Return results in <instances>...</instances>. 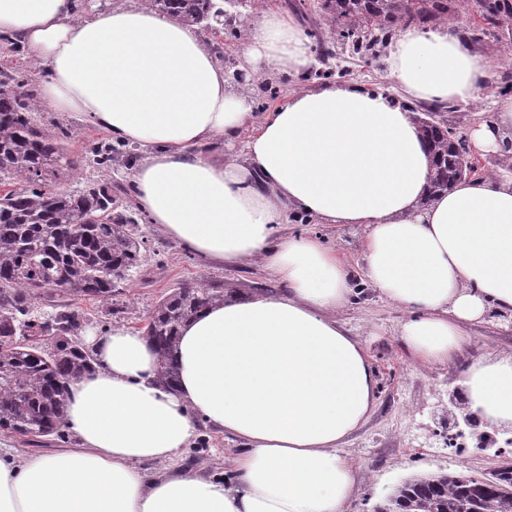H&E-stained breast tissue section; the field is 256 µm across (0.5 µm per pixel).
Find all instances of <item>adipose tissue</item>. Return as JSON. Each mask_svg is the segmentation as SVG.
<instances>
[{
    "instance_id": "ef3b65f1",
    "label": "adipose tissue",
    "mask_w": 512,
    "mask_h": 512,
    "mask_svg": "<svg viewBox=\"0 0 512 512\" xmlns=\"http://www.w3.org/2000/svg\"><path fill=\"white\" fill-rule=\"evenodd\" d=\"M241 65L306 72L309 39L258 7ZM10 34L47 77L38 105L137 146V208L208 262L261 261L284 287L229 299L184 323L178 381L155 382L158 354L122 326L90 337L94 369L71 385L77 445L17 465L0 455V512H350L360 467L342 445L374 406L375 370L336 319L354 269L310 236L284 234L287 209L364 232L363 275L405 318L399 336L421 363H443L490 311L512 315V177L458 183L429 197L433 151L413 112L387 95L330 85L291 93L256 119L228 88L199 34L150 0H0ZM405 98L474 102L493 76L448 26L404 28L388 51ZM253 132L244 163L202 148ZM512 135V97L472 133L479 151ZM469 409L512 426V353L462 371ZM243 443L224 481L152 478L145 464L187 448L195 416Z\"/></svg>"
}]
</instances>
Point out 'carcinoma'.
<instances>
[{
  "mask_svg": "<svg viewBox=\"0 0 512 512\" xmlns=\"http://www.w3.org/2000/svg\"><path fill=\"white\" fill-rule=\"evenodd\" d=\"M152 6L189 26L211 31L225 15L223 0H151ZM456 0H320L317 10L335 26L336 41L352 60L367 62L390 44L396 30L448 17ZM481 24L461 30L465 40L507 39L512 44V0H476ZM323 67L301 76L328 79L334 57L318 30ZM0 430L32 444L61 436L67 427L70 386L92 369V355L72 335L79 314L60 312L57 292L74 291L110 301L117 284L142 264L138 220L120 209L107 184L81 191H57L51 183L69 165L65 145L34 123L24 81L0 71ZM437 114L422 124L434 151L432 192H442L466 177L462 136L443 113L445 104H428ZM132 153L110 145L94 152L106 165ZM224 301V288L182 285L161 296L144 326L160 356L157 381L175 387L174 351L181 325L202 309ZM375 512H512V462L496 474L475 477L441 473L399 485Z\"/></svg>",
  "mask_w": 512,
  "mask_h": 512,
  "instance_id": "cac0c4a2",
  "label": "carcinoma"
}]
</instances>
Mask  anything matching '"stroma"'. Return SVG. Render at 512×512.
Returning <instances> with one entry per match:
<instances>
[{
    "instance_id": "1",
    "label": "stroma",
    "mask_w": 512,
    "mask_h": 512,
    "mask_svg": "<svg viewBox=\"0 0 512 512\" xmlns=\"http://www.w3.org/2000/svg\"><path fill=\"white\" fill-rule=\"evenodd\" d=\"M255 78V84L240 87L253 107L262 101L261 85L265 82L273 83L283 98L292 91L316 90L324 85L320 79L304 82L294 75L263 71L257 72ZM33 115L46 133H68L66 144L71 165L58 179V187L73 191L91 183H108L118 205L132 207L130 165L97 167L88 161L93 147L106 141L105 133L76 119L60 121L53 113L39 109ZM138 222V233L144 241L142 266L131 280L120 284L115 303L64 295L62 303L67 310L83 318L75 335L78 342L102 335L115 325L131 330L144 326L154 302L183 283L221 284L248 295L262 288L272 294L282 290L259 262L224 267L210 264L167 238L146 215H139ZM283 230L291 235L322 239L326 246L339 250L356 271L350 302L337 312L336 318L366 346L376 371L377 387L369 418L344 444L346 454L360 467V483L351 512H373L398 485L416 476L439 472L473 476L487 473L493 465L492 451L471 446L459 454L446 445L448 394L472 359L512 351V318L491 317L476 324L470 330V343L448 361L432 367L421 365L401 345L398 332L403 312L382 300L361 272V228L321 224L291 211ZM241 446V441L225 437L201 420L191 444L179 457L147 464L146 469L157 477L190 474L220 479Z\"/></svg>"
}]
</instances>
